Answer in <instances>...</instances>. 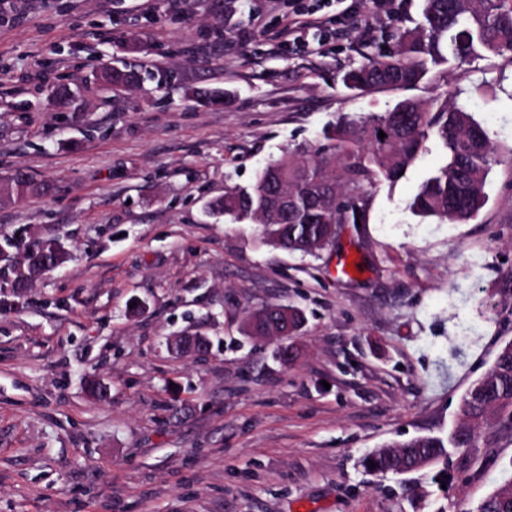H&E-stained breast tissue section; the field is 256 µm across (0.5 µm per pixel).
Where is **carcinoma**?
Listing matches in <instances>:
<instances>
[{
	"mask_svg": "<svg viewBox=\"0 0 512 512\" xmlns=\"http://www.w3.org/2000/svg\"><path fill=\"white\" fill-rule=\"evenodd\" d=\"M507 54L512 55V0H423L416 27L400 32L393 50L345 71L341 82L361 94L417 90L476 60ZM96 78L114 91L143 81L141 70L130 64H106ZM70 96L65 84L44 90L51 107ZM458 96L450 88L438 97L405 96L381 113L341 114L319 147L288 150L261 169L254 184L226 187L214 207L236 223L257 225L262 240L278 248L314 256L334 242L340 225L365 223L371 196L393 187L434 141L445 162L423 179L408 209L421 218L472 220L486 202L498 148ZM53 258L62 254L52 240L37 242L19 266L8 264L9 255L0 250L15 288L45 273V260ZM504 411L509 412L505 425L512 426V342L462 395L458 428L376 448L363 465L382 475L434 469L439 483L450 487L452 454L479 447L477 431ZM475 512H512V480L496 486Z\"/></svg>",
	"mask_w": 512,
	"mask_h": 512,
	"instance_id": "obj_1",
	"label": "carcinoma"
}]
</instances>
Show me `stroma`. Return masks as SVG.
I'll return each mask as SVG.
<instances>
[{"label": "stroma", "instance_id": "stroma-1", "mask_svg": "<svg viewBox=\"0 0 512 512\" xmlns=\"http://www.w3.org/2000/svg\"><path fill=\"white\" fill-rule=\"evenodd\" d=\"M305 3L325 26L287 41L293 0L0 6V247L17 262L43 239L66 249L24 295L0 274V512H475L512 479V429L498 423L447 490L430 471L361 465L457 426L461 396L512 341V164L494 166L474 220H423L407 202L443 158L431 146L315 256L208 209L288 149L322 144L339 114L394 101L339 76L414 27L422 0L386 13L362 0L357 21ZM109 60L140 65L144 83L90 81ZM484 66L422 94L461 88L508 147L512 65ZM46 78L76 85L74 111L40 107ZM18 174L38 191L6 196ZM345 257L358 273L341 272ZM268 303L300 306L305 327L245 336V312ZM186 331L210 339L207 355L168 350Z\"/></svg>", "mask_w": 512, "mask_h": 512}]
</instances>
